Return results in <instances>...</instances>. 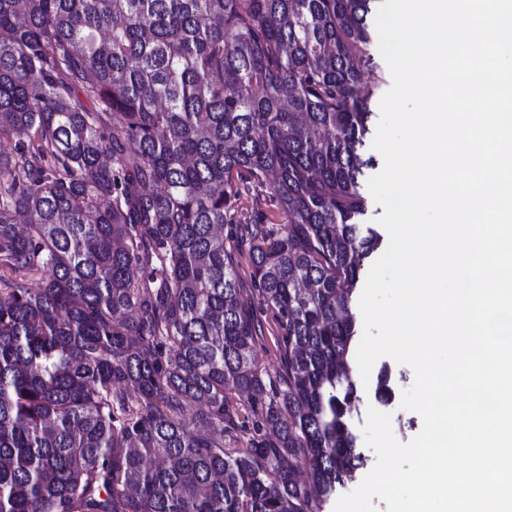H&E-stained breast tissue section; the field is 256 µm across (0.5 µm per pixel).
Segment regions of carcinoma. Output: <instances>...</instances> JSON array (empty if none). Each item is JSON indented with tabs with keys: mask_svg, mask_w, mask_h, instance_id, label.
I'll return each mask as SVG.
<instances>
[{
	"mask_svg": "<svg viewBox=\"0 0 512 512\" xmlns=\"http://www.w3.org/2000/svg\"><path fill=\"white\" fill-rule=\"evenodd\" d=\"M372 0H0V512H319L361 464ZM285 216L219 230L234 179ZM272 312L284 387L256 354ZM273 397L244 448L231 394ZM227 235V227L224 226V242L227 249H232L237 255L239 261V274L242 288L245 289L246 293L249 294V288H251V265L247 255V247L244 241L238 238H229Z\"/></svg>",
	"mask_w": 512,
	"mask_h": 512,
	"instance_id": "obj_1",
	"label": "carcinoma"
}]
</instances>
